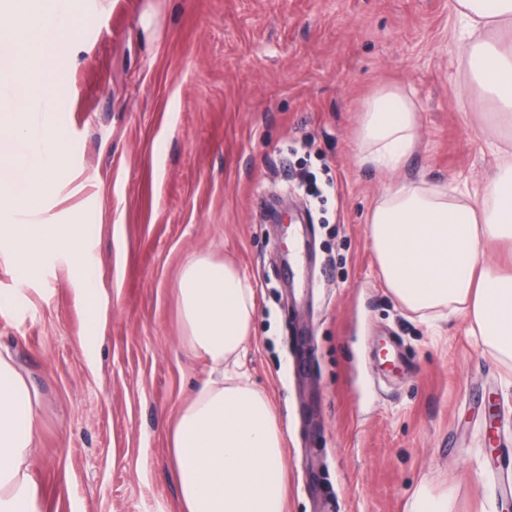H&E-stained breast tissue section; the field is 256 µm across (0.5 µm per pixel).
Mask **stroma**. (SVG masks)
I'll list each match as a JSON object with an SVG mask.
<instances>
[{"label": "stroma", "instance_id": "stroma-1", "mask_svg": "<svg viewBox=\"0 0 512 512\" xmlns=\"http://www.w3.org/2000/svg\"><path fill=\"white\" fill-rule=\"evenodd\" d=\"M72 5L62 89L31 107L57 138L53 193L13 220L83 225L86 247L26 280L0 251V348L41 395L40 512H177L167 431L207 367L172 284L195 252L256 289L240 360L285 429L287 512H507L512 359L464 315L402 306L367 235L391 184L473 190L495 170L456 0H44L18 23L46 39ZM384 87L419 112L396 172L356 160ZM389 337L406 368L372 358Z\"/></svg>", "mask_w": 512, "mask_h": 512}]
</instances>
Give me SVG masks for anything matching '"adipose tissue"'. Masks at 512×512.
Returning <instances> with one entry per match:
<instances>
[{
  "label": "adipose tissue",
  "mask_w": 512,
  "mask_h": 512,
  "mask_svg": "<svg viewBox=\"0 0 512 512\" xmlns=\"http://www.w3.org/2000/svg\"><path fill=\"white\" fill-rule=\"evenodd\" d=\"M470 78L512 127V0H456ZM358 161L399 168L419 138L412 99L384 90L363 107ZM368 236L388 288L407 308L461 311L472 335L512 359V274L484 260L490 243L512 240V152L479 203L411 183L388 190L367 217ZM186 346L206 379L176 410L168 430L179 512H284L283 429L239 361L256 316L251 281L232 263L189 256L173 285ZM40 398L0 351V512H40L31 460L39 448Z\"/></svg>",
  "instance_id": "ef3b65f1"
}]
</instances>
